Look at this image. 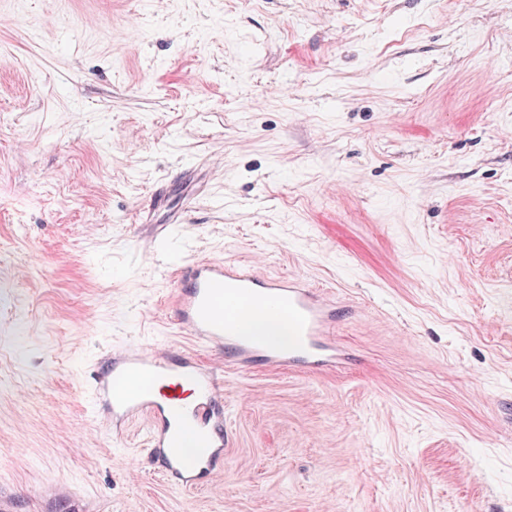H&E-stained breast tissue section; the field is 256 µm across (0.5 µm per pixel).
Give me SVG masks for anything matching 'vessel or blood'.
<instances>
[{
    "mask_svg": "<svg viewBox=\"0 0 512 512\" xmlns=\"http://www.w3.org/2000/svg\"><path fill=\"white\" fill-rule=\"evenodd\" d=\"M174 321L195 342L224 356L207 365L188 351L126 346L84 372L91 411L107 424L147 418L149 455L162 474L193 487L224 457V364L323 372L342 367L340 307L298 276L271 278L252 264L195 260L182 266L170 297ZM261 310L288 319V340L255 339L239 328V312ZM191 417L195 450L174 425Z\"/></svg>",
    "mask_w": 512,
    "mask_h": 512,
    "instance_id": "obj_1",
    "label": "vessel or blood"
}]
</instances>
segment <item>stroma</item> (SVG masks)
<instances>
[{"mask_svg":"<svg viewBox=\"0 0 512 512\" xmlns=\"http://www.w3.org/2000/svg\"><path fill=\"white\" fill-rule=\"evenodd\" d=\"M204 258L306 278L341 369L224 370L190 489L91 361L192 348ZM512 512V0H0V504Z\"/></svg>","mask_w":512,"mask_h":512,"instance_id":"1","label":"stroma"}]
</instances>
